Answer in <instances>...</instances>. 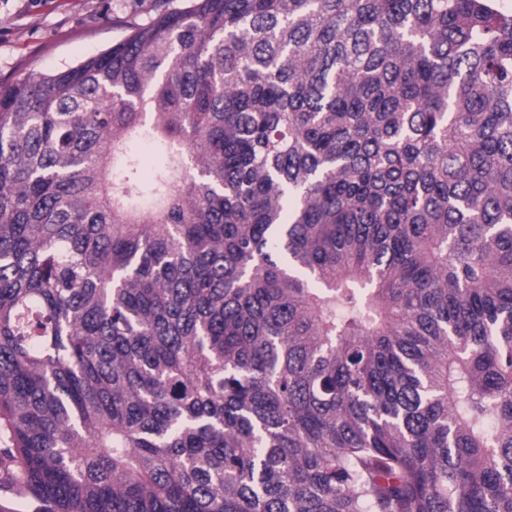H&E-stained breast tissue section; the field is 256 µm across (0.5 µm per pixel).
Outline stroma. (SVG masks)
Listing matches in <instances>:
<instances>
[{
    "instance_id": "obj_1",
    "label": "stroma",
    "mask_w": 512,
    "mask_h": 512,
    "mask_svg": "<svg viewBox=\"0 0 512 512\" xmlns=\"http://www.w3.org/2000/svg\"><path fill=\"white\" fill-rule=\"evenodd\" d=\"M154 0H0V82L93 56L146 21Z\"/></svg>"
}]
</instances>
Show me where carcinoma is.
Listing matches in <instances>:
<instances>
[{"label": "carcinoma", "instance_id": "carcinoma-1", "mask_svg": "<svg viewBox=\"0 0 512 512\" xmlns=\"http://www.w3.org/2000/svg\"><path fill=\"white\" fill-rule=\"evenodd\" d=\"M126 26L0 83V512H512V9Z\"/></svg>", "mask_w": 512, "mask_h": 512}]
</instances>
